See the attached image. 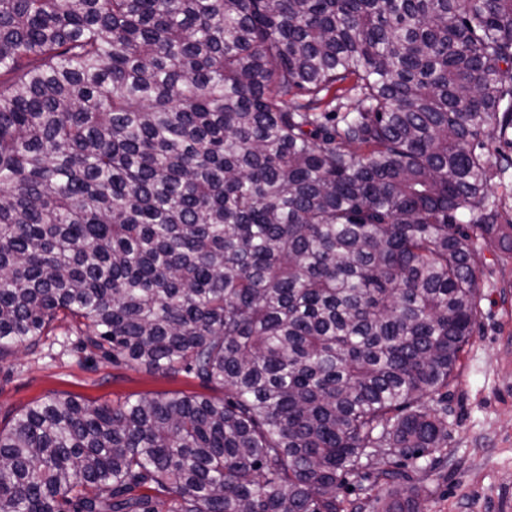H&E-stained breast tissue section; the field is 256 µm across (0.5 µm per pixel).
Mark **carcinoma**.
I'll list each match as a JSON object with an SVG mask.
<instances>
[{
    "mask_svg": "<svg viewBox=\"0 0 512 512\" xmlns=\"http://www.w3.org/2000/svg\"><path fill=\"white\" fill-rule=\"evenodd\" d=\"M510 171L512 0H0V360L224 390L34 403L0 512H422Z\"/></svg>",
    "mask_w": 512,
    "mask_h": 512,
    "instance_id": "1",
    "label": "carcinoma"
}]
</instances>
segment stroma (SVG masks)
I'll use <instances>...</instances> for the list:
<instances>
[{
	"label": "stroma",
	"instance_id": "stroma-1",
	"mask_svg": "<svg viewBox=\"0 0 512 512\" xmlns=\"http://www.w3.org/2000/svg\"><path fill=\"white\" fill-rule=\"evenodd\" d=\"M477 326L448 399V464L424 483L425 512H512V255L483 248ZM190 376L113 364L76 336H45L0 364V426L55 393L89 404L202 394Z\"/></svg>",
	"mask_w": 512,
	"mask_h": 512
}]
</instances>
